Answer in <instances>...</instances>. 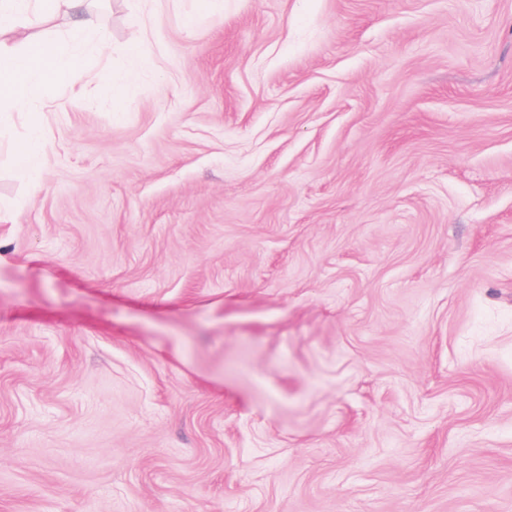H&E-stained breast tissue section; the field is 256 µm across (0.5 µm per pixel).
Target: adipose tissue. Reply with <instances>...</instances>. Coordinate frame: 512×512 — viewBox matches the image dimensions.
Here are the masks:
<instances>
[{
	"label": "adipose tissue",
	"instance_id": "1",
	"mask_svg": "<svg viewBox=\"0 0 512 512\" xmlns=\"http://www.w3.org/2000/svg\"><path fill=\"white\" fill-rule=\"evenodd\" d=\"M32 13L31 26L19 27L17 18ZM72 18L78 36L99 34L97 14L86 0H0V101L12 111L33 116L26 87L31 83L61 82L77 87L89 73L81 51L62 55L56 38L42 34L41 28L58 15Z\"/></svg>",
	"mask_w": 512,
	"mask_h": 512
}]
</instances>
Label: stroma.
I'll list each match as a JSON object with an SVG mask.
<instances>
[{
  "mask_svg": "<svg viewBox=\"0 0 512 512\" xmlns=\"http://www.w3.org/2000/svg\"><path fill=\"white\" fill-rule=\"evenodd\" d=\"M0 127V512H512V0H91ZM45 153V141L36 134L21 142L18 155L21 161V170L26 177L29 179L38 178L39 167L36 162L42 159Z\"/></svg>",
  "mask_w": 512,
  "mask_h": 512,
  "instance_id": "stroma-1",
  "label": "stroma"
}]
</instances>
